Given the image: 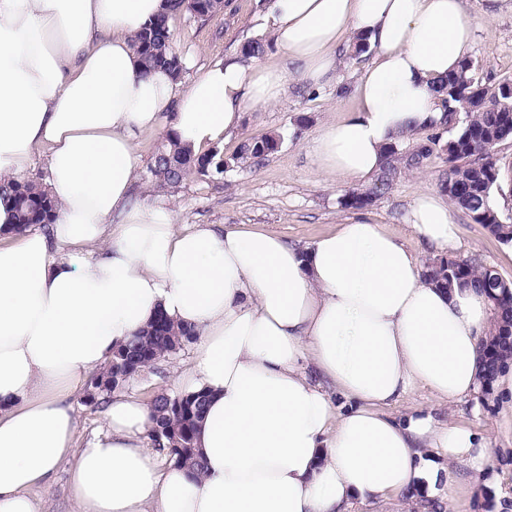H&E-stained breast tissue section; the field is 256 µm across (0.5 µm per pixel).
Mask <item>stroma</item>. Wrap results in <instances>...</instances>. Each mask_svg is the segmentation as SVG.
I'll list each match as a JSON object with an SVG mask.
<instances>
[{"mask_svg": "<svg viewBox=\"0 0 512 512\" xmlns=\"http://www.w3.org/2000/svg\"><path fill=\"white\" fill-rule=\"evenodd\" d=\"M227 2L225 12L207 24L186 17L173 21L174 45L185 56L182 84H189L214 63L239 59L244 40L271 39L266 0ZM468 17L475 33L470 57L477 64L480 77L490 84L512 81V10L503 9L496 17L486 19L472 4ZM370 59L367 53L356 60L338 56L335 78L322 88L310 87L300 74L294 73L275 103H246L240 125L224 141L225 155H232L245 135L278 134L284 138L281 149L252 170L203 178L191 176L178 187L163 191L147 177L148 163L163 132L158 129L143 134L137 145L135 199L168 210L178 224H231L264 229L299 248L311 245L321 235L335 230L337 224L361 214L385 225L422 259H430L429 249L407 227L406 215L418 194L438 191L440 161L402 172L388 193L373 205L356 211L340 204L342 195L352 187L351 181L326 175L310 156L313 138L355 109L351 89ZM301 116L308 119L302 128L296 125ZM452 216L459 229L457 256L493 267L503 278L512 280V252L460 209H453ZM194 356V345H186L154 368L143 371L130 383L129 392L144 401L157 392H182L183 387L176 384L175 378L192 365ZM479 398L476 404L468 400L446 406L427 392L418 391L391 409L392 414L401 415L419 407L441 420L475 424L490 438V463L500 474L501 482L480 487L474 493L461 491L453 504L454 512H493L499 494L512 493V431L502 427L493 393H480ZM477 404L482 407L478 417L472 413ZM32 494L42 500L44 512H77L70 493L68 463H60L50 484L34 488Z\"/></svg>", "mask_w": 512, "mask_h": 512, "instance_id": "1", "label": "stroma"}]
</instances>
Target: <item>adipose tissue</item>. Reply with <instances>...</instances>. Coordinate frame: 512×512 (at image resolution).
Wrapping results in <instances>:
<instances>
[{
  "label": "adipose tissue",
  "instance_id": "obj_1",
  "mask_svg": "<svg viewBox=\"0 0 512 512\" xmlns=\"http://www.w3.org/2000/svg\"><path fill=\"white\" fill-rule=\"evenodd\" d=\"M467 0H270L274 42L312 86L336 53H373L357 108L310 147L323 172L374 182L397 137L440 126L433 84L459 70L474 30ZM166 0H0V176L47 153L59 203L48 229H18L0 197V512H42L33 488L71 464L78 512H351L355 502L452 499L462 465L486 472L469 424L387 409L418 389L438 403L481 389L489 322L473 288H436L384 225L351 219L308 248L223 224L176 227L135 201L136 140L173 113L194 153L271 103L286 72L218 64L189 86L141 75L132 37ZM407 223L435 254L457 229L439 196ZM165 312L196 333L189 390L208 393L194 478L148 442L150 409L118 394L75 445L70 400L93 371ZM447 464H440V457Z\"/></svg>",
  "mask_w": 512,
  "mask_h": 512
}]
</instances>
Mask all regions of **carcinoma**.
Listing matches in <instances>:
<instances>
[{"instance_id": "obj_1", "label": "carcinoma", "mask_w": 512, "mask_h": 512, "mask_svg": "<svg viewBox=\"0 0 512 512\" xmlns=\"http://www.w3.org/2000/svg\"><path fill=\"white\" fill-rule=\"evenodd\" d=\"M168 11L138 31L133 46L143 72L165 68L174 78H181L184 58L173 44L169 20L182 15L206 23L224 12L225 0H167ZM268 44L261 39H249L241 45L244 59L259 58ZM445 114L444 124L452 125L453 134L444 140L439 134L427 136L408 151L397 143L385 148L386 162L375 182L365 188L352 189L341 197V206L363 209L371 206L387 190L403 169L419 168L435 159L443 163L440 190L457 208L501 242L512 241V215L503 214L493 203V194L502 190V168L496 154L486 150L480 137L488 134L498 143L512 140V100L503 92V84L489 86L477 77L476 65L467 59L460 70L441 79L434 87ZM279 135L243 137L229 157L218 146L194 156L178 144L177 134L169 129L152 153L147 168L149 178L161 188H175L191 174L209 176L224 174L237 168H252L281 147ZM0 194L14 202L16 223L21 228L32 224L48 226L54 223L58 203L35 181L0 180ZM500 277L492 267L471 260L460 264L451 258H439L426 264L425 276L442 288L464 282L485 292L488 276ZM490 310L486 332L484 372L488 378L512 363V295L488 297ZM194 331L175 324L166 314L157 313L148 328L118 348L112 357L92 377V389L87 403L102 406L112 392L126 385L144 370L176 354L190 342ZM186 408L175 410L177 401ZM208 395L202 391L177 394L160 393L149 402L152 426L151 444L166 450L167 461L186 468L198 476L203 470L202 451L197 437L203 422Z\"/></svg>"}]
</instances>
